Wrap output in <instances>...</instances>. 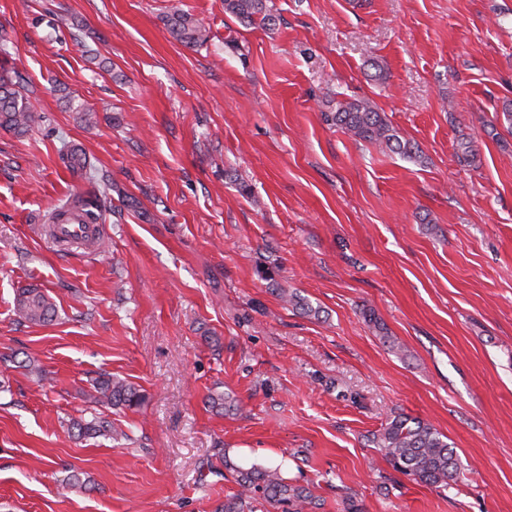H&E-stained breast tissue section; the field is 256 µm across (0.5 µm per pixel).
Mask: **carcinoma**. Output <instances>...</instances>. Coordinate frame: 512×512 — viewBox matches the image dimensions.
Returning <instances> with one entry per match:
<instances>
[{
    "label": "carcinoma",
    "mask_w": 512,
    "mask_h": 512,
    "mask_svg": "<svg viewBox=\"0 0 512 512\" xmlns=\"http://www.w3.org/2000/svg\"><path fill=\"white\" fill-rule=\"evenodd\" d=\"M224 12L252 25H267L272 20L267 0H224ZM165 22L172 38L187 48L207 41L205 26L188 13L175 10L166 16ZM22 83L20 75L7 69L0 71V128L17 134L25 133L40 119L30 97L22 92ZM332 120L344 133L359 141L385 147L405 158L419 156L418 148L402 139L385 115L366 99L336 102ZM88 183L89 189L75 200L74 206L93 212L94 218L100 220L103 205L99 179L90 173ZM55 314L56 305L48 294L36 288L20 289L15 304L19 322L44 325ZM88 398L96 406L110 408L137 409L145 402V395L136 385L110 375H101L93 381ZM80 429L89 435L111 439L125 436L101 412L92 414L91 421ZM373 443L384 451L395 471L417 482L446 486L457 475L458 462L448 438L427 421L397 415L374 435ZM224 465L234 472L238 491L218 504L215 512H256L259 505L274 512H314L318 508L311 490L289 483L279 465L253 464L245 468L227 459Z\"/></svg>",
    "instance_id": "1"
}]
</instances>
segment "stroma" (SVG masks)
Here are the masks:
<instances>
[{
  "label": "stroma",
  "instance_id": "stroma-1",
  "mask_svg": "<svg viewBox=\"0 0 512 512\" xmlns=\"http://www.w3.org/2000/svg\"><path fill=\"white\" fill-rule=\"evenodd\" d=\"M268 5L262 28L224 0H0V66L41 114L0 128V512H214L228 460L319 512H512V0ZM176 8L204 44L170 36ZM350 97L421 159L332 124ZM73 147L112 184L93 247L46 231L88 186ZM36 287L57 317L18 323ZM101 373L146 394L109 410L118 440L71 427ZM397 414L447 436L450 485L374 448ZM165 22L172 38L187 48H194L207 41L205 26L188 13L175 10L166 16Z\"/></svg>",
  "mask_w": 512,
  "mask_h": 512
}]
</instances>
